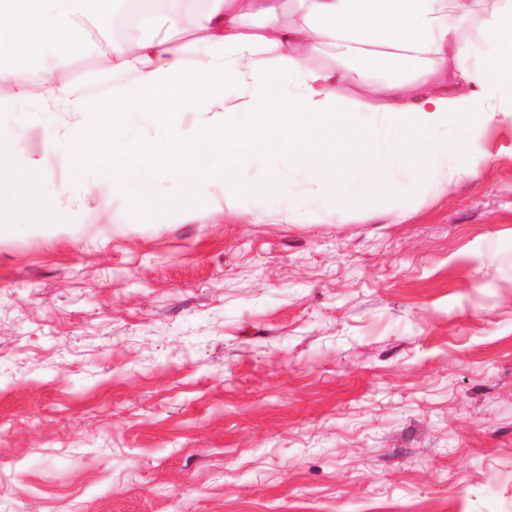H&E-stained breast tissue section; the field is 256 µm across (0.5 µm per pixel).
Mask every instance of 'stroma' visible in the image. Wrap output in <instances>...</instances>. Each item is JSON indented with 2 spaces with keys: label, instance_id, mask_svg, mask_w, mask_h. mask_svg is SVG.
Returning <instances> with one entry per match:
<instances>
[{
  "label": "stroma",
  "instance_id": "1",
  "mask_svg": "<svg viewBox=\"0 0 512 512\" xmlns=\"http://www.w3.org/2000/svg\"><path fill=\"white\" fill-rule=\"evenodd\" d=\"M480 147L403 217L1 205L0 512H512V122Z\"/></svg>",
  "mask_w": 512,
  "mask_h": 512
}]
</instances>
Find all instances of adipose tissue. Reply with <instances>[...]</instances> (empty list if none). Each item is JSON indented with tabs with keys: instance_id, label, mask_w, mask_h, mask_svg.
I'll return each mask as SVG.
<instances>
[{
	"instance_id": "1",
	"label": "adipose tissue",
	"mask_w": 512,
	"mask_h": 512,
	"mask_svg": "<svg viewBox=\"0 0 512 512\" xmlns=\"http://www.w3.org/2000/svg\"><path fill=\"white\" fill-rule=\"evenodd\" d=\"M182 2L62 0L23 20L0 7L1 44L23 22L36 33H84L75 50L102 59L96 87L60 82L51 62L20 86L15 68L0 66V88L10 90L0 95V128L44 120L47 152L70 155L79 174L94 176L67 193L41 162L18 161L20 181L0 162V198L49 210L61 194L80 204L104 184L134 205L144 191L192 180L217 184L225 206L257 220L375 209L403 216L430 190L477 178V144L512 120V0H496L475 39L467 34L475 0H291L298 19L288 24L282 0ZM131 18L139 35L127 31ZM181 31L197 34L194 49ZM323 47L331 63L307 66L305 56ZM395 62L409 78L388 76ZM373 71L383 80L369 83ZM179 88L189 89L181 109L195 119L176 129L158 109ZM123 112L144 113L200 171L108 163L96 148L101 130H119L113 152L137 148L119 129ZM245 169L259 173V188L241 183ZM291 170L300 179L283 199L277 187Z\"/></svg>"
}]
</instances>
